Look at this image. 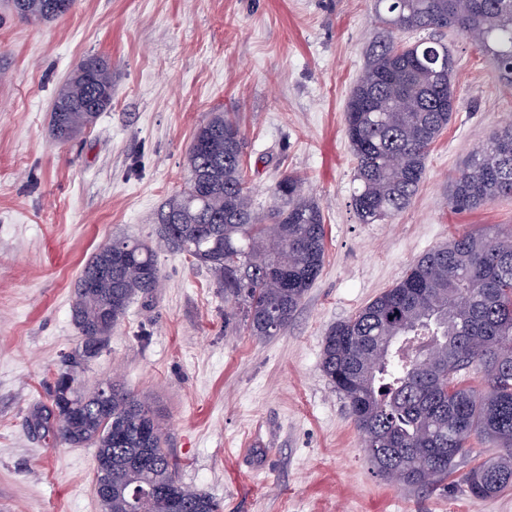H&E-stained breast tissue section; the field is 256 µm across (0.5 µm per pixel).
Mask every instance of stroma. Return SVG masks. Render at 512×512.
Segmentation results:
<instances>
[{
  "mask_svg": "<svg viewBox=\"0 0 512 512\" xmlns=\"http://www.w3.org/2000/svg\"><path fill=\"white\" fill-rule=\"evenodd\" d=\"M382 32L373 0H75L41 23L0 0V512H102L94 448L33 420L81 342L71 304L83 265L116 238L156 242L196 128L224 109L239 114L258 208L273 206L286 174L318 202V279L287 330L259 339L225 324L224 291L205 267L159 248V288L78 368V387L113 378L150 404L181 482L222 512H512V491L473 499L468 459L426 491L387 484L321 370L328 331L417 257L482 225L512 229V197L448 207L457 169L512 120V87L457 33L443 39L458 109L418 193L393 223H358L345 104ZM92 53L112 64V105L58 141L55 95Z\"/></svg>",
  "mask_w": 512,
  "mask_h": 512,
  "instance_id": "stroma-1",
  "label": "stroma"
}]
</instances>
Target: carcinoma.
<instances>
[{"instance_id":"obj_1","label":"carcinoma","mask_w":512,"mask_h":512,"mask_svg":"<svg viewBox=\"0 0 512 512\" xmlns=\"http://www.w3.org/2000/svg\"><path fill=\"white\" fill-rule=\"evenodd\" d=\"M30 21H54L74 0H13ZM387 38L372 50L346 107L355 160L351 203L361 224L403 212L425 175L431 146L457 110L455 66L437 33L454 30L489 56L512 85V0H374ZM432 32L398 43L404 31ZM112 103V66L90 56L57 91L52 132L60 141L91 126ZM244 138L235 112H213L197 127L189 178L157 216L158 238L206 267L224 288L237 321L258 338L288 328L321 273L326 231L317 203L293 175L274 189L276 204L255 207L244 176ZM512 197V120L496 128L453 179L449 207L477 210ZM87 277L90 288L82 286ZM160 284L155 248L118 239L84 266L72 304L81 346L54 381L51 409L36 425L75 446L96 449V484L109 489L104 512H221L209 495L184 486L165 449L157 415L121 385L75 386L74 370L97 357L138 295ZM322 371L346 402L374 472L404 490L437 486L491 441L496 456L465 481L476 500L512 489V233L493 227L434 246L390 288L340 321L323 339ZM137 472L144 491L125 487Z\"/></svg>"}]
</instances>
